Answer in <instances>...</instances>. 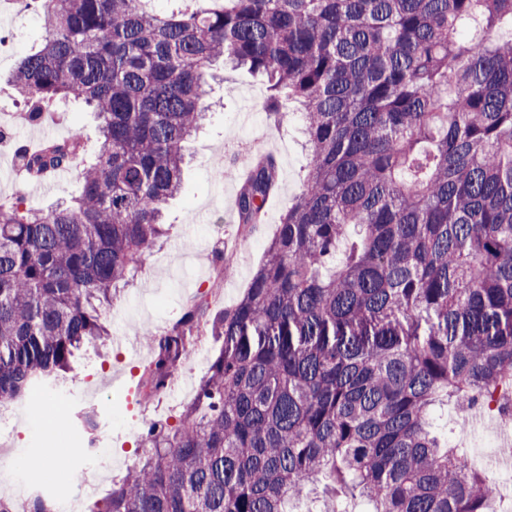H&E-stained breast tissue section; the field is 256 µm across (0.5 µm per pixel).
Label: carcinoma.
<instances>
[{"label":"carcinoma","mask_w":512,"mask_h":512,"mask_svg":"<svg viewBox=\"0 0 512 512\" xmlns=\"http://www.w3.org/2000/svg\"><path fill=\"white\" fill-rule=\"evenodd\" d=\"M21 0L45 22L10 83L32 119L98 114L81 189L54 209L0 202V404L57 380L165 234L184 145L218 61L262 76L276 126L298 117L302 189L244 296L187 308L157 344L166 388L182 327L224 349L176 425L91 512H496L493 489L433 431L444 402L512 411V0ZM74 134L23 167H72ZM278 162L236 200L262 223ZM431 323L420 337L421 321ZM0 512H55L47 489Z\"/></svg>","instance_id":"carcinoma-1"}]
</instances>
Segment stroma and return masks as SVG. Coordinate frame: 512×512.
<instances>
[{
    "label": "stroma",
    "mask_w": 512,
    "mask_h": 512,
    "mask_svg": "<svg viewBox=\"0 0 512 512\" xmlns=\"http://www.w3.org/2000/svg\"><path fill=\"white\" fill-rule=\"evenodd\" d=\"M44 35L42 24L21 10L0 20V130L8 133L0 148V199L21 194L27 206L40 210L78 192L79 170L62 171L47 187L32 184L18 173V145L36 137L61 140L78 132L84 140L83 161H92L99 148L94 113L73 106L29 120L25 103L7 81L19 56L41 43ZM266 95L265 81L244 70L213 84L207 119L188 144L191 160L182 191L166 211L169 231L109 309L106 324L111 341L88 343L77 351L65 384L37 388L44 404L40 416L28 414L23 401L13 402L15 415L0 431V497L24 501L28 494L13 482L14 471H27L32 463L43 461L49 449L92 440L97 449L89 461L97 471L84 500L94 504L143 456L149 426L177 424L184 406L194 399V385L208 374L224 347L223 337L215 335L207 323L191 325L201 353L194 360L180 361L178 369L189 374L192 388L177 397L166 392L147 403L141 397L140 371L151 361L152 351L143 345L142 335L147 331L163 335L180 318L187 302L199 295L201 285L215 288L208 296L211 310L238 302L281 217L299 194L306 163L299 125L293 122L275 128L263 110ZM266 153L279 161L277 194L267 205L264 223L245 232L238 223L225 220L240 181L217 178L214 167L232 165L240 170L246 161ZM216 224L223 227L222 237L212 232ZM120 336L140 343V355L130 356L127 346L117 344ZM90 419L95 429L87 428Z\"/></svg>",
    "instance_id": "obj_1"
}]
</instances>
